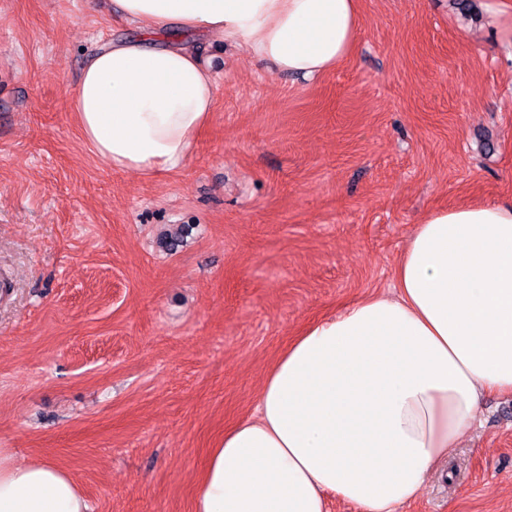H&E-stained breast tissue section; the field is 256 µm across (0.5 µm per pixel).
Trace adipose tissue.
<instances>
[{
  "instance_id": "1",
  "label": "adipose tissue",
  "mask_w": 512,
  "mask_h": 512,
  "mask_svg": "<svg viewBox=\"0 0 512 512\" xmlns=\"http://www.w3.org/2000/svg\"><path fill=\"white\" fill-rule=\"evenodd\" d=\"M145 23L85 66L69 97L84 140L145 176L186 165L216 80L191 40L224 37L311 78L354 50L359 0H114ZM186 36L165 43L172 28ZM396 298L371 295L310 325L269 369L254 417L209 448L193 512H396L475 422L512 394V203L431 212L395 270ZM0 512H89L54 462L0 448Z\"/></svg>"
}]
</instances>
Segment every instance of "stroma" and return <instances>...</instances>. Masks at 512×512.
<instances>
[{
  "label": "stroma",
  "mask_w": 512,
  "mask_h": 512,
  "mask_svg": "<svg viewBox=\"0 0 512 512\" xmlns=\"http://www.w3.org/2000/svg\"><path fill=\"white\" fill-rule=\"evenodd\" d=\"M492 4L361 0L354 52L309 81L203 41L211 121L182 170L143 177L94 155L67 95L140 27L111 0H0V448L57 463L91 512H193L288 342L393 295L432 210L512 202V10ZM397 512H512V394Z\"/></svg>",
  "instance_id": "stroma-1"
}]
</instances>
